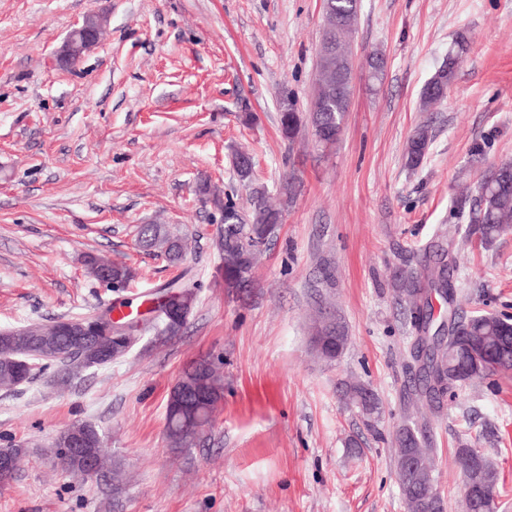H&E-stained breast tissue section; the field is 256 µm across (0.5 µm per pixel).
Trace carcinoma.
Instances as JSON below:
<instances>
[{
	"instance_id": "carcinoma-1",
	"label": "carcinoma",
	"mask_w": 512,
	"mask_h": 512,
	"mask_svg": "<svg viewBox=\"0 0 512 512\" xmlns=\"http://www.w3.org/2000/svg\"><path fill=\"white\" fill-rule=\"evenodd\" d=\"M327 25L333 32L336 51L328 54L319 49L316 63L318 91L313 93L309 121L315 136L324 144L336 141L341 131L347 101L340 96H331L329 91L336 83V58L343 57L350 49V36L359 10V0H324ZM467 51V43L461 38L446 60L431 77L434 92L425 89L421 101L425 108L441 103L456 73V68ZM280 130L284 137L293 139L301 124V116L289 105V111L280 113ZM430 143L428 127L416 129L406 147V164L414 168L424 159ZM233 166L239 180L251 184L253 163L251 157L236 153ZM205 201L224 212V230L216 239L225 287L237 288L242 284L251 285L253 270L260 251L252 248L257 241L270 240L281 224V211L268 205L263 187L251 188L252 208L247 214L241 212L235 203L225 200L210 190L208 184L200 187ZM460 211L467 212L468 224L465 235L475 236L487 244L512 230V162H503L483 175L478 182L477 194H463L456 200ZM138 245L144 251L163 259L168 265L180 267L186 258L187 242L180 233L167 224H144L138 231ZM435 256L433 264L422 271L409 270L399 273L395 288L398 296L411 309L424 308L426 323L423 335L417 337V360L420 365L412 373L411 388L425 399L432 415L442 413L446 398L454 399L458 391L471 382L501 371L512 370V316L502 314L464 315L455 305V291L449 281L448 271L455 264L453 242L440 241L432 245ZM87 273L107 288L120 291L135 279V269L123 263L112 262L95 255L85 258ZM186 272L159 288L150 298L161 302L180 294V300L164 318L162 329L155 334L158 341L165 342L179 335L185 327V314L192 312L197 284L181 283ZM438 296L448 305V316L436 315L433 296ZM66 322L62 318L48 325L30 323L21 327H10L0 331V389L10 390L17 386L16 368L4 357L11 351L25 350L30 361L40 365L29 371L28 379L38 373L52 371L54 382L64 384L81 371L91 367L107 366L113 360L124 356L119 343L113 339L101 338L97 343L88 344L83 354L70 353L71 345L62 337L59 327ZM319 334L330 337L329 345L336 351L345 350L348 344L345 327L330 328L325 325ZM55 345L54 351L61 358H41L46 345ZM203 388L219 398L224 396V379L217 365L211 359H199L188 364L170 390L165 418V432L170 442L178 448L193 446L200 436L202 425L207 420L213 404H195L192 390ZM352 401L367 416L380 415L379 401L371 389L356 384L349 386ZM78 433L84 440V447L94 449L92 458L97 470H102L108 459L102 452L104 434L85 422H75L60 432L53 443L55 455L62 468L73 476H84L88 462L65 442L64 436ZM397 474L401 494L407 512H446V503L436 492L437 480L432 465L429 438L413 423L400 425L395 433ZM414 458L419 468L412 472L402 467L406 457ZM456 456L464 479L472 487V494L465 496L466 512H481L484 499L496 498L498 494V473L495 465L474 448L465 446L456 449Z\"/></svg>"
}]
</instances>
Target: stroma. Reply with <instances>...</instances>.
Returning <instances> with one entry per match:
<instances>
[{
    "label": "stroma",
    "mask_w": 512,
    "mask_h": 512,
    "mask_svg": "<svg viewBox=\"0 0 512 512\" xmlns=\"http://www.w3.org/2000/svg\"><path fill=\"white\" fill-rule=\"evenodd\" d=\"M92 10L108 18L104 37L76 66H56ZM323 28L322 0H0V328L80 317L170 281L174 268L135 249L142 224L178 226L198 285L167 343L146 335L64 387L39 374L0 390V440L25 449L0 484V512H406L393 436L415 411L412 327L395 274L453 240L459 310L512 315V231L466 239L456 207L483 170L512 160V0H360L351 102L330 146L311 125L291 140L279 127L285 103L309 110ZM460 34L469 51L423 111ZM376 51L386 68L374 81ZM422 124L431 141L412 169L405 149ZM239 150L283 222L253 287L228 292L214 245L222 214L198 186L249 211ZM88 253L133 266L134 282L99 285ZM321 307L349 336L331 362L310 345ZM199 358L223 360L224 399L195 445L172 448L167 397ZM344 380L375 391L380 418L341 399ZM76 421L104 433L111 458L85 479L50 452ZM427 433L447 512H464V444L495 464L497 512H512V372L464 388Z\"/></svg>",
    "instance_id": "1"
}]
</instances>
